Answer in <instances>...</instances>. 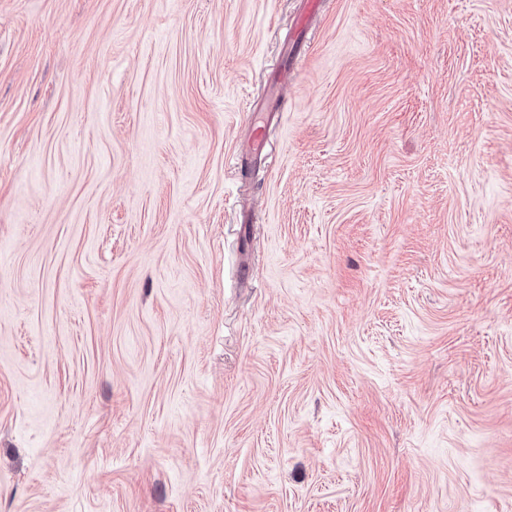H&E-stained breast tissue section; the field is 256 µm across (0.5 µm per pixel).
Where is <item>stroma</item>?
Segmentation results:
<instances>
[{"instance_id": "obj_1", "label": "stroma", "mask_w": 512, "mask_h": 512, "mask_svg": "<svg viewBox=\"0 0 512 512\" xmlns=\"http://www.w3.org/2000/svg\"><path fill=\"white\" fill-rule=\"evenodd\" d=\"M299 7L0 0V512H512V0Z\"/></svg>"}]
</instances>
